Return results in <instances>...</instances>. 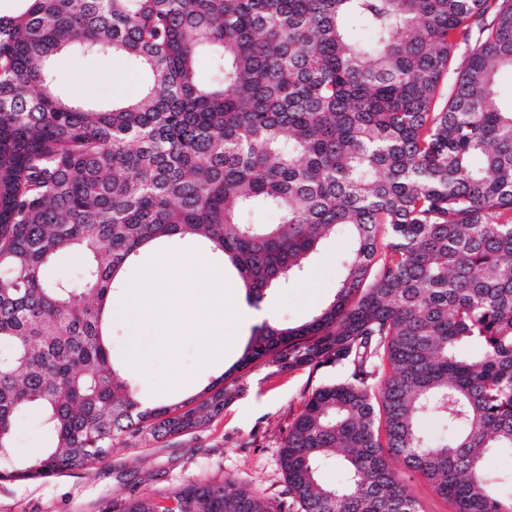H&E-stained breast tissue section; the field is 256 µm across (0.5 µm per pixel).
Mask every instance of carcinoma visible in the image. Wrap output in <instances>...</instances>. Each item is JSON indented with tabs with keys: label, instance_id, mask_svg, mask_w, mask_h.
I'll return each instance as SVG.
<instances>
[{
	"label": "carcinoma",
	"instance_id": "cac0c4a2",
	"mask_svg": "<svg viewBox=\"0 0 512 512\" xmlns=\"http://www.w3.org/2000/svg\"><path fill=\"white\" fill-rule=\"evenodd\" d=\"M18 2L0 11V479L185 435L252 364H341L347 380L312 392L282 439L278 499L196 479L168 507L140 495L108 512H423L392 458L454 512H512V475L483 467L512 454V0ZM66 47L119 53L150 81L85 105L55 84ZM254 208L279 222H241ZM340 227L353 245L327 307L254 327L197 398L142 406L105 317L142 248L206 243L257 305ZM68 253L78 282L51 274ZM32 409L51 442L19 455ZM428 417L448 434L425 436ZM333 465L342 487L319 480Z\"/></svg>",
	"mask_w": 512,
	"mask_h": 512
}]
</instances>
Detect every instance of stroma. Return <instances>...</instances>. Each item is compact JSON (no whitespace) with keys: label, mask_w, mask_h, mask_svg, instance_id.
Instances as JSON below:
<instances>
[{"label":"stroma","mask_w":512,"mask_h":512,"mask_svg":"<svg viewBox=\"0 0 512 512\" xmlns=\"http://www.w3.org/2000/svg\"><path fill=\"white\" fill-rule=\"evenodd\" d=\"M55 76L61 90L77 92L93 103L136 99L148 82L147 72L118 54L90 60L67 52L60 57ZM351 245L346 231L328 240L308 258L300 279L268 293L264 309L283 324L311 320L333 300L342 277L341 261ZM252 329V324H239L233 311L225 310L224 332L237 335L238 341L217 363L201 362L197 337H183L175 358L156 357L138 372L143 401L174 404L198 397L238 360ZM177 371L190 377L192 386L174 385L171 377ZM346 377L340 365L292 371L264 363L250 367L242 391L201 429L174 439L142 435L117 445L89 471L0 480V512H104L113 501L133 495H149L161 503L175 487L201 477L276 498L284 485L279 449L289 424L314 390Z\"/></svg>","instance_id":"obj_1"}]
</instances>
